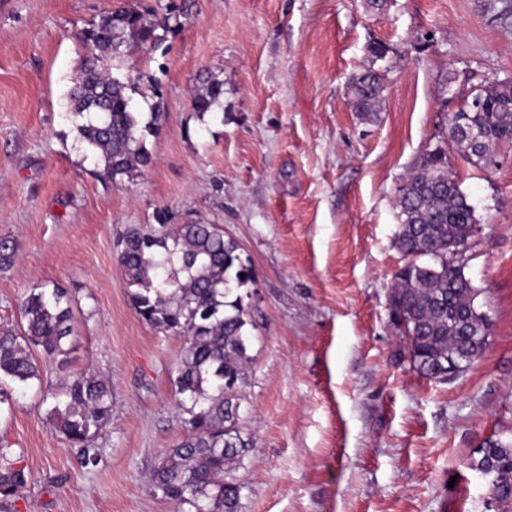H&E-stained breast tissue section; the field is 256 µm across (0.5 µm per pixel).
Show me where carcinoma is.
<instances>
[{
  "label": "carcinoma",
  "mask_w": 512,
  "mask_h": 512,
  "mask_svg": "<svg viewBox=\"0 0 512 512\" xmlns=\"http://www.w3.org/2000/svg\"><path fill=\"white\" fill-rule=\"evenodd\" d=\"M180 6L169 0L163 18L136 2L103 16L84 31L86 54L80 75L67 93L68 115L81 142L97 153L105 174L132 176L151 162L145 132L127 95V83L116 80L112 61L121 48L136 43L154 47L172 31L170 21ZM352 106L366 118L376 115L382 97L381 74L369 69L350 84ZM223 83L209 77L192 98L195 111L205 113L220 104ZM460 111L481 130L482 161L471 157L468 140L449 123L450 140L472 164L492 163L497 147L512 143V85L472 88ZM444 151L423 157L398 189L399 232L396 244L407 262L394 274L390 292L393 324L408 343L414 368L430 379L448 358L475 361L485 342L481 329L467 332V320L478 291L471 281L448 276V243L465 244L478 224L475 208L448 173ZM119 262L133 306L142 321L182 340L174 379L178 406L190 418L186 434L154 473V488L177 512L188 505L194 512H241L240 486L233 477L252 447L244 436L241 415L247 383L251 335L241 296L233 292L252 281L250 266L239 246L224 238L215 224H142L123 231L116 242ZM17 246L0 238V272L9 271ZM20 327L0 326V404L9 400L6 381L27 385L41 380V365L32 347L65 369L73 313L66 289L59 285L33 288L20 303ZM50 418L85 466L97 463L96 439L112 416V384L84 373H72L60 388L46 392ZM474 470L490 469L493 498L512 508V444L489 440ZM26 482L24 470L0 445V495L8 497Z\"/></svg>",
  "instance_id": "1"
}]
</instances>
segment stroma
<instances>
[{"label":"stroma","instance_id":"stroma-1","mask_svg":"<svg viewBox=\"0 0 512 512\" xmlns=\"http://www.w3.org/2000/svg\"><path fill=\"white\" fill-rule=\"evenodd\" d=\"M130 2L0 0V237L19 250L0 273V325L51 283L74 315L68 370L43 362L41 382L0 406V444L27 479L0 512H175L152 477L184 435L182 343L138 317L115 248L162 218L219 225L252 267L242 512H495L470 463L487 440L512 441V144L487 168L445 148L481 227L465 267L491 320L481 357L447 381L419 374L389 293L405 262L399 187L461 96L512 82L506 0H186L162 44L124 49L118 75L159 120L150 164L112 180L66 93L84 31ZM371 67L384 90L369 121L348 87ZM207 76L224 94L202 115L191 98ZM72 371L112 383L95 466L43 400Z\"/></svg>","mask_w":512,"mask_h":512}]
</instances>
